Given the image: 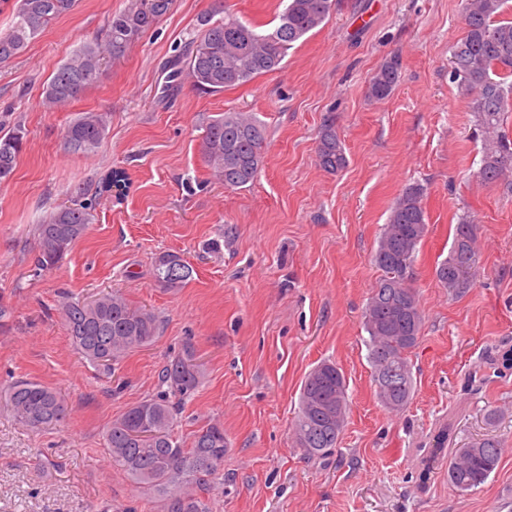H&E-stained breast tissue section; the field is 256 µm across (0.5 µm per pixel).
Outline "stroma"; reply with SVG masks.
<instances>
[{
    "mask_svg": "<svg viewBox=\"0 0 512 512\" xmlns=\"http://www.w3.org/2000/svg\"><path fill=\"white\" fill-rule=\"evenodd\" d=\"M126 0H77L18 57L0 63V134L24 148L0 182V512H161L113 466V419L159 389L170 356L192 346L202 384L176 429L183 441L211 422L230 446L213 512H512V193L478 180L483 138L469 95L450 79V46L464 35L461 0H337L326 24L289 49L281 69L219 93L172 82L167 64L230 13L264 25L287 0H174L170 12L69 105L42 108L51 74ZM399 56L387 99L367 94L379 65ZM110 114L99 148L72 153L70 121ZM253 113L267 128L265 163L238 189L209 174L208 119ZM332 119L347 167L324 171L316 135ZM124 183L104 187L111 170ZM425 189L429 231L412 286L424 325L409 358L415 392L387 412L367 359L362 312L381 272L379 237L395 199ZM91 202L87 234L53 269L35 264L37 224L61 204ZM477 228L478 263L464 293L435 269L460 221ZM172 252L192 269L179 288L152 276ZM118 290L158 316L149 346L103 371L72 346L64 299ZM336 363L350 410L336 454L305 458L290 429L305 375ZM21 378L64 397L69 415L35 430L7 404ZM502 415L487 429L484 413ZM503 446L479 488L448 482L455 449L484 435Z\"/></svg>",
    "mask_w": 512,
    "mask_h": 512,
    "instance_id": "35a3bbf8",
    "label": "stroma"
}]
</instances>
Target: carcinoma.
Wrapping results in <instances>:
<instances>
[{
	"label": "carcinoma",
	"mask_w": 512,
	"mask_h": 512,
	"mask_svg": "<svg viewBox=\"0 0 512 512\" xmlns=\"http://www.w3.org/2000/svg\"><path fill=\"white\" fill-rule=\"evenodd\" d=\"M76 0H18L14 21L0 34V62L26 50L28 44L55 19L71 12ZM330 0H288L278 22L269 30L227 14L223 19H202L203 32L174 59L185 65L187 76L206 93L220 92L273 72L292 48L330 17ZM505 0H462L464 37L450 49L452 82L472 95L471 111L484 138L478 179L496 183L512 171V138L504 129L512 112V21L500 20ZM173 0H127L112 14L103 33L83 42L53 72L44 89L43 104L61 108L98 82L104 66L124 55L172 8ZM401 62L385 60L375 71L368 95L388 98L399 81ZM109 124L106 112H84L65 132L69 148L88 153L98 147ZM266 127L257 117L229 111L210 119L204 128L202 154L212 175L228 188L252 183L264 165ZM23 148L22 131L0 135V181L12 174ZM319 166L327 172L343 170L348 162L344 144L333 122H325L316 148ZM424 188L406 189L393 203L381 234L374 261L383 272L363 311L368 334L367 359L376 394L391 413L400 414L414 394V376L408 352L421 335L424 315L410 282L417 247L428 233L422 205ZM91 220L86 205L56 208L36 225L41 267L57 265L82 238ZM178 265L174 278L169 263ZM477 264L474 225H456L448 257L435 270L439 283L451 293L471 285ZM155 279L179 288L191 276L189 266L175 253L155 260ZM62 318L72 345L95 366L111 367L130 351L151 343L158 317L132 306L114 291L89 301H65ZM202 365L187 348L164 365L157 394L142 399L112 421L106 448L112 464L139 489L158 496L162 512H212L208 497L213 480L224 468V427L209 423L195 432L186 448L174 427L203 378ZM348 385L336 382V364L323 361L305 376L292 426V442L311 460L336 452L348 410ZM14 417L31 428L62 422L68 415L65 399L54 389L28 379L16 381L8 392ZM502 444L494 437L480 438L460 448L448 466V482L461 492L483 484L497 469Z\"/></svg>",
	"instance_id": "carcinoma-1"
}]
</instances>
